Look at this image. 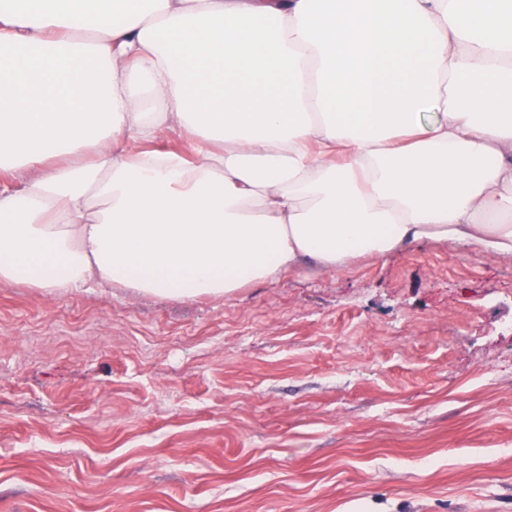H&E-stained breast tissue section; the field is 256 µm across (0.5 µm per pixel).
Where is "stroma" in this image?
Segmentation results:
<instances>
[{"mask_svg": "<svg viewBox=\"0 0 512 512\" xmlns=\"http://www.w3.org/2000/svg\"><path fill=\"white\" fill-rule=\"evenodd\" d=\"M0 512H512V256L186 301L0 281Z\"/></svg>", "mask_w": 512, "mask_h": 512, "instance_id": "obj_1", "label": "stroma"}]
</instances>
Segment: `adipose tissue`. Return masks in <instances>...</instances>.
I'll return each instance as SVG.
<instances>
[{"label": "adipose tissue", "instance_id": "adipose-tissue-1", "mask_svg": "<svg viewBox=\"0 0 512 512\" xmlns=\"http://www.w3.org/2000/svg\"><path fill=\"white\" fill-rule=\"evenodd\" d=\"M430 241L512 256V0H0V281L218 299ZM194 143L178 131L166 130L159 134L158 138L149 145L143 146L135 142H131V147L140 149L142 147L154 148L161 151H176L185 156H191L193 153Z\"/></svg>", "mask_w": 512, "mask_h": 512}]
</instances>
